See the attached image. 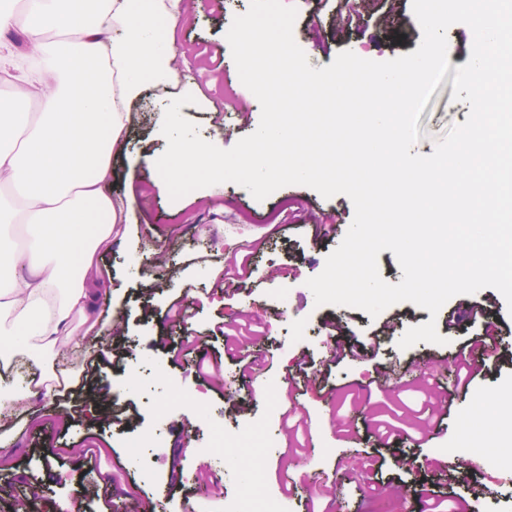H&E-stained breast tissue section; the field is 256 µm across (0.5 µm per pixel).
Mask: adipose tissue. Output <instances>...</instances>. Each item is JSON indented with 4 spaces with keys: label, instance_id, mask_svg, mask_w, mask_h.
<instances>
[{
    "label": "adipose tissue",
    "instance_id": "adipose-tissue-1",
    "mask_svg": "<svg viewBox=\"0 0 512 512\" xmlns=\"http://www.w3.org/2000/svg\"><path fill=\"white\" fill-rule=\"evenodd\" d=\"M121 35L104 42L108 28ZM63 32L58 42L50 31ZM20 32L45 74L11 75L12 99L0 104V182L26 200L30 243L0 269V412L27 423L33 400L55 402L74 375L55 359L86 349L105 354L102 337L78 333L73 315L111 300L112 278L96 255L118 236L123 209L112 196V158L125 148L128 109L146 81H169L172 41L156 25L153 0L0 2V33ZM38 98L41 112L26 108ZM29 368L21 387L3 384Z\"/></svg>",
    "mask_w": 512,
    "mask_h": 512
}]
</instances>
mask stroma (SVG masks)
<instances>
[{
  "instance_id": "obj_1",
  "label": "stroma",
  "mask_w": 512,
  "mask_h": 512,
  "mask_svg": "<svg viewBox=\"0 0 512 512\" xmlns=\"http://www.w3.org/2000/svg\"><path fill=\"white\" fill-rule=\"evenodd\" d=\"M297 9L293 35L312 67L330 65L339 52L386 61L415 52L422 38L412 0H374L359 8V25L344 21L345 0H287ZM249 0H182L174 29L175 82L148 86L131 109L126 155L114 162L112 191L129 205L127 222L100 263L112 272L116 302L123 312L122 334L98 372L83 357L69 359L76 379L117 390L115 405L101 411L82 393L59 404L71 423L62 427L53 409L34 402V416L18 440L0 451V486L24 491L41 488L32 512H63L81 498L84 512H184L186 503H208L225 512L226 502L246 496L283 500V512H420L424 500L465 498L478 512H512V480L496 472V461L469 458L461 443L464 408L475 399L512 397V360L483 366L469 389L456 387L447 370L458 346L480 333L469 316L483 308L485 321L497 324L512 344V315L501 294L485 288L458 295L438 315L410 302L385 309L378 317L344 306L316 305L309 278L320 274L354 218L344 195L323 198L303 185L283 191L295 206L277 222L265 217L273 198L256 200L243 186L227 182L171 200L156 174L165 152L161 133L171 99L192 92L182 106L204 140L222 149L252 134L261 107L241 83L224 31L244 14ZM453 77L445 75L420 115V138L412 151L429 155L448 130L465 122L468 104L452 99ZM0 202L12 218L0 253L25 248V200L18 189L0 184ZM256 218L240 251H224V232L240 212ZM336 225L335 238L318 227ZM247 265L259 286L254 292L227 291L226 263ZM191 313L184 324L166 318L174 302ZM395 325L384 363L397 366L395 387L377 382L375 364L345 358L328 367L331 339L364 338L387 320ZM435 321L443 345L421 342L397 346L407 328ZM237 332L256 330L244 343L213 336L217 324ZM269 356L273 366L259 379L231 387L216 384L206 367L220 359L228 377L238 370L227 349ZM313 363L312 375L328 372L316 392L307 391L296 373L301 355ZM446 389L450 407L427 430L417 412L432 383ZM199 399L195 417L186 400ZM392 423L395 437L379 450L375 431ZM237 436L224 446L222 459L210 447L217 433ZM64 472L66 486L53 474Z\"/></svg>"
}]
</instances>
